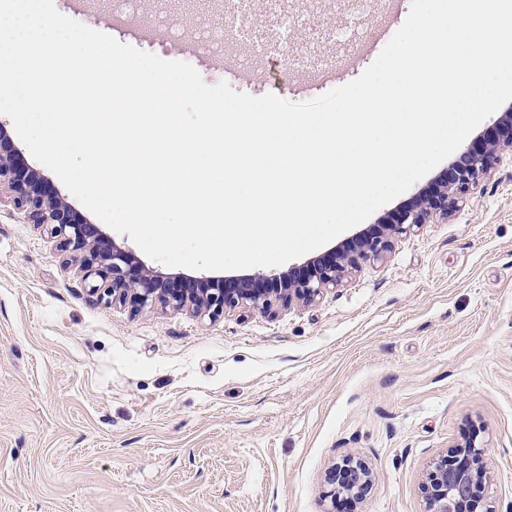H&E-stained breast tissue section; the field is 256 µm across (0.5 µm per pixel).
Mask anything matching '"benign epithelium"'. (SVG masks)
Instances as JSON below:
<instances>
[{"mask_svg": "<svg viewBox=\"0 0 512 512\" xmlns=\"http://www.w3.org/2000/svg\"><path fill=\"white\" fill-rule=\"evenodd\" d=\"M488 130L495 132L487 148L477 153L475 144L461 150L451 181L442 189L422 194L414 206L402 211L395 224L375 225L305 266L272 270L259 275L232 278L212 276H164L145 267L134 253L112 242L101 230L83 221L59 196L41 190L37 171H17L12 153L0 150V200L12 203L32 224H42L60 244L75 253L78 268L86 277L96 276L112 302L131 304L140 310L161 306L217 319L240 307L269 314L274 306L289 307L298 301L311 304L341 285L345 274L365 262L382 260L396 239L414 233L435 218H445L459 207L467 192L480 184L505 152L512 154V113H501ZM484 446L476 437L448 446L434 459L424 476V512H480L475 487L490 482L484 462ZM372 473L362 462L346 458L334 464L326 479L333 487L356 497L370 484Z\"/></svg>", "mask_w": 512, "mask_h": 512, "instance_id": "benign-epithelium-1", "label": "benign epithelium"}]
</instances>
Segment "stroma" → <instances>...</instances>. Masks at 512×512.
<instances>
[{
  "instance_id": "obj_1",
  "label": "stroma",
  "mask_w": 512,
  "mask_h": 512,
  "mask_svg": "<svg viewBox=\"0 0 512 512\" xmlns=\"http://www.w3.org/2000/svg\"><path fill=\"white\" fill-rule=\"evenodd\" d=\"M299 65L264 52L258 94L302 102L376 59L339 0H292ZM178 58L195 38L144 41ZM478 432L486 512H512V158L446 219L400 238L312 304L212 320L93 294L46 226L0 205V512H423L429 462ZM364 499L328 495L343 458ZM372 473L361 461L353 458L342 459L335 463L326 475L328 483L338 490L347 491L359 497L370 484Z\"/></svg>"
}]
</instances>
